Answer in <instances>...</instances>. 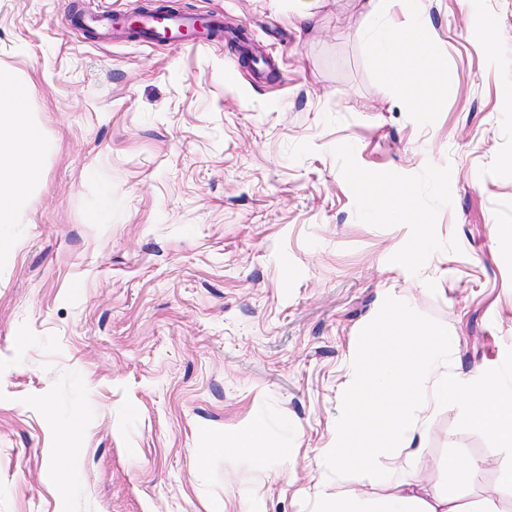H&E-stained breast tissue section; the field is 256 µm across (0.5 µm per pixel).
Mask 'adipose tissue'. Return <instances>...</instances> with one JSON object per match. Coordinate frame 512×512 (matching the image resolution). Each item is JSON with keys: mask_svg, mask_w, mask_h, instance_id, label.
<instances>
[{"mask_svg": "<svg viewBox=\"0 0 512 512\" xmlns=\"http://www.w3.org/2000/svg\"><path fill=\"white\" fill-rule=\"evenodd\" d=\"M386 2L368 0L366 13V33L378 77L415 106L424 107L432 93L438 50L429 36L420 0H403L410 15L403 24L387 20ZM28 97V83L1 69L0 224L21 223L29 192L44 179L41 158L49 144L25 109ZM390 332L407 338L412 347L410 359L386 357L355 373L336 427V443L324 455L339 468L354 465L377 470L382 482L394 486V493L375 512H462L454 497L423 491L413 472L378 467L375 451L383 436L367 429L363 419L372 409L381 410L392 434L401 437L410 455L418 456L425 451L424 439L420 429L408 427V414L433 402L459 399L466 404L467 425L508 449L512 447V383L505 382L493 367L471 381L449 373L447 330L432 327L416 334L406 318L395 316Z\"/></svg>", "mask_w": 512, "mask_h": 512, "instance_id": "1", "label": "adipose tissue"}]
</instances>
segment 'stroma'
Returning a JSON list of instances; mask_svg holds the SVG:
<instances>
[{
	"instance_id": "35a3bbf8",
	"label": "stroma",
	"mask_w": 512,
	"mask_h": 512,
	"mask_svg": "<svg viewBox=\"0 0 512 512\" xmlns=\"http://www.w3.org/2000/svg\"><path fill=\"white\" fill-rule=\"evenodd\" d=\"M147 2L0 0V67L50 144L0 224V512L377 503L373 472L322 451L356 355H410L389 314L447 328L465 378L512 350V0H422L440 59L421 112L377 81L364 0H312L310 30L299 0H167L223 21L206 50L70 24ZM398 187L421 223L378 207ZM422 417L424 454L386 441L379 463L434 489L448 458L483 462L457 495L512 512V451L459 404ZM257 421L287 460L216 452Z\"/></svg>"
}]
</instances>
